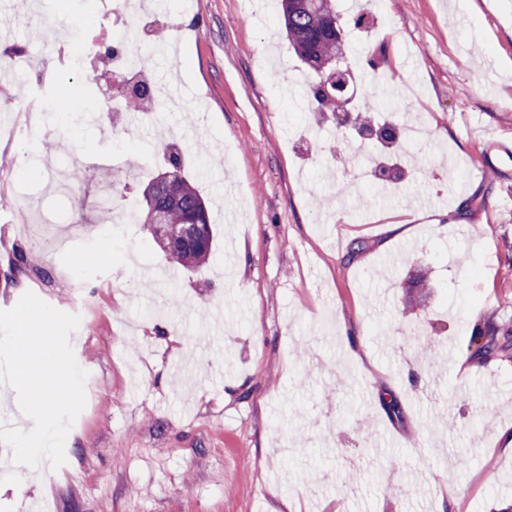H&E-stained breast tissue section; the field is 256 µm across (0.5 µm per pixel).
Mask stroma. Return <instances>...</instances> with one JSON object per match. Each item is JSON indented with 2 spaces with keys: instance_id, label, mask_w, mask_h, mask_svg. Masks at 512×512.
<instances>
[{
  "instance_id": "1",
  "label": "stroma",
  "mask_w": 512,
  "mask_h": 512,
  "mask_svg": "<svg viewBox=\"0 0 512 512\" xmlns=\"http://www.w3.org/2000/svg\"><path fill=\"white\" fill-rule=\"evenodd\" d=\"M368 11L359 75L385 73L411 101L373 91L377 118L421 124L397 159L412 172L336 197L345 165L373 160L354 127L309 110L306 66L281 0H150L172 15V56L150 73L162 111L133 128L114 169L112 118L84 113L70 140L54 94L7 86L0 125L41 115V172L0 140V310L33 292L79 315L86 405L59 468L16 465L0 443V512H460L512 503V348L481 361L476 329L512 333V0H337ZM49 0H0V29L27 69L48 56L32 31ZM175 140L210 207L209 265L170 262L130 211ZM79 166L58 186L66 162ZM466 206L464 223L448 212ZM25 251L49 278L11 276ZM431 281L415 310L403 281ZM430 342L431 357L418 354ZM397 400L398 411L388 407Z\"/></svg>"
}]
</instances>
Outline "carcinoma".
Segmentation results:
<instances>
[{"mask_svg": "<svg viewBox=\"0 0 512 512\" xmlns=\"http://www.w3.org/2000/svg\"><path fill=\"white\" fill-rule=\"evenodd\" d=\"M285 29L295 55L316 76L308 86V95L318 110L337 106L344 82L332 81V66L343 57L344 22L336 0H283ZM374 105L356 112H345L340 125L352 124L359 131L375 132L376 138L396 140L393 126H377L372 120ZM166 171L143 191V204L134 222L155 233L156 220L166 224H201L203 233H186L176 238L165 254L188 270L206 267L212 257V229L207 206L196 186L183 173L180 154L166 149ZM481 339L474 350L478 358L488 359L502 349L493 328L480 331Z\"/></svg>", "mask_w": 512, "mask_h": 512, "instance_id": "obj_1", "label": "carcinoma"}]
</instances>
